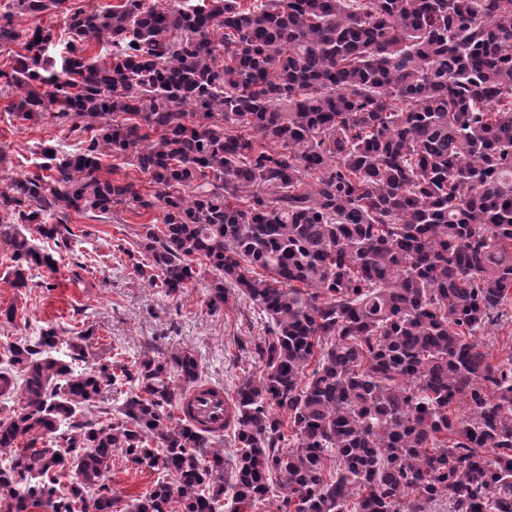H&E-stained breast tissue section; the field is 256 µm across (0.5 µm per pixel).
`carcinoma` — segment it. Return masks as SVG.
<instances>
[{"instance_id":"obj_1","label":"carcinoma","mask_w":512,"mask_h":512,"mask_svg":"<svg viewBox=\"0 0 512 512\" xmlns=\"http://www.w3.org/2000/svg\"><path fill=\"white\" fill-rule=\"evenodd\" d=\"M65 3L0 15V47H20L0 68L10 110L37 122L57 105L87 135L73 153L40 145L37 170L0 189L16 286L58 262L32 234L66 243L73 212L156 208L136 273L170 298L203 257L209 307L244 296L266 335L235 387L229 479L221 434L174 414L202 382L192 349L87 370L91 332L9 344L0 512H112L116 451L173 477L133 512L272 497L279 512H512V352L483 339L512 306V0L68 8L55 71L52 30L13 19ZM117 382L125 398L103 404Z\"/></svg>"}]
</instances>
